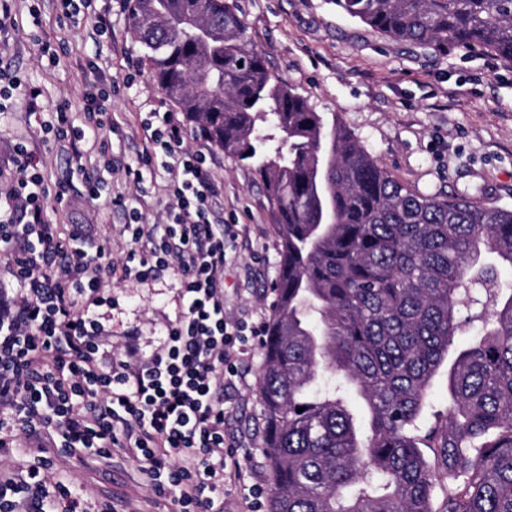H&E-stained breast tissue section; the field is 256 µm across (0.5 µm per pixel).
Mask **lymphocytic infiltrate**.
Segmentation results:
<instances>
[{
	"instance_id": "lymphocytic-infiltrate-1",
	"label": "lymphocytic infiltrate",
	"mask_w": 512,
	"mask_h": 512,
	"mask_svg": "<svg viewBox=\"0 0 512 512\" xmlns=\"http://www.w3.org/2000/svg\"><path fill=\"white\" fill-rule=\"evenodd\" d=\"M150 150L143 163L169 161L165 226L132 211L125 226L133 248L115 266L109 243L77 248L82 225L61 234L48 219L50 191L41 159L18 144L10 186L0 193V257L12 278L0 285V454L19 437L62 440L100 461L121 453L138 460L158 495L180 512H223L224 487L245 474L224 433V379L234 374L246 339L224 318L223 232L210 215L216 190L206 157L182 147L169 113L143 124ZM176 276L182 310L162 345L142 355L128 343L122 357L96 309L112 276ZM48 456L0 479V512H88L83 490L44 476Z\"/></svg>"
}]
</instances>
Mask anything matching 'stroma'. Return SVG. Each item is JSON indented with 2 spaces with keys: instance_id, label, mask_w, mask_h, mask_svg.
<instances>
[{
  "instance_id": "1",
  "label": "stroma",
  "mask_w": 512,
  "mask_h": 512,
  "mask_svg": "<svg viewBox=\"0 0 512 512\" xmlns=\"http://www.w3.org/2000/svg\"><path fill=\"white\" fill-rule=\"evenodd\" d=\"M232 3L271 71L316 111L337 114L395 179L424 194L465 195L512 209V61L463 49L441 55L397 43L344 14L333 0ZM96 10L107 15L108 34H98L91 17L61 21L58 0H15V27L0 64L40 89L44 111L66 102L76 121L89 84L99 78L118 82L102 130L112 145L111 167L99 164L93 137L80 141L82 154L74 156L44 134L19 102L0 119V189L12 178L15 145L26 143L40 154L46 183L66 187L67 197L50 211V222L63 230L83 225L92 240L111 236L113 259L124 258L130 244L111 230L125 224L126 208H139L147 223L161 224L169 204V175L161 163L141 167L137 183L125 169L140 167L147 114L173 113L184 148L211 156L217 219L237 233L224 257V312L266 326L279 247L260 176L248 163L226 157L160 91L134 37L129 9L120 0H97ZM46 42L64 45L56 61L43 55ZM91 180L98 183L94 196L87 191ZM108 289L116 305L98 312L113 353H122L134 336L143 353L151 354L181 310L173 273L145 281L116 279ZM262 363V345L253 342L237 363L225 427L240 445L237 458L247 484L266 490L271 477L258 395ZM48 477L87 488L89 512L106 501L116 512H176L170 499L155 494L133 458L116 456L107 465L62 453Z\"/></svg>"
}]
</instances>
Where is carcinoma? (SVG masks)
<instances>
[{
	"label": "carcinoma",
	"mask_w": 512,
	"mask_h": 512,
	"mask_svg": "<svg viewBox=\"0 0 512 512\" xmlns=\"http://www.w3.org/2000/svg\"><path fill=\"white\" fill-rule=\"evenodd\" d=\"M335 2L397 42L512 60V0ZM131 28L167 98L256 167L271 205L270 512H512V209L396 180L270 71L229 0H134ZM463 305L483 333L457 349ZM445 364L448 412L426 425Z\"/></svg>",
	"instance_id": "1"
}]
</instances>
